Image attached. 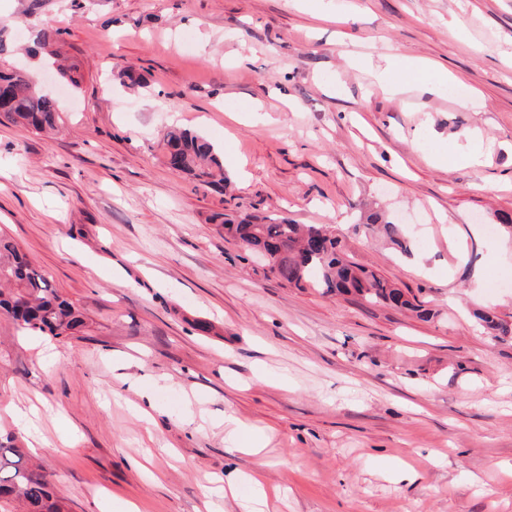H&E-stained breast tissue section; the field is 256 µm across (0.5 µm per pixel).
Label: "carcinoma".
Listing matches in <instances>:
<instances>
[{"instance_id": "cac0c4a2", "label": "carcinoma", "mask_w": 512, "mask_h": 512, "mask_svg": "<svg viewBox=\"0 0 512 512\" xmlns=\"http://www.w3.org/2000/svg\"><path fill=\"white\" fill-rule=\"evenodd\" d=\"M14 24L0 23V123L22 124L36 131L55 126V99L37 91L25 70L11 66L14 48L8 32ZM60 29L42 27L36 42L42 47L56 42ZM166 162L176 171L214 185L223 164L214 146L186 130L173 128L165 136ZM369 224L383 225L386 236L405 246L402 231L378 211H370ZM224 234L252 253L268 251L267 272L296 287L315 282L326 294L356 295L371 303L407 308L421 316L430 314L422 302H412L388 280L339 256L340 241L329 230L313 224H294L288 217L224 215ZM0 314L12 318L19 329L61 338L76 335L85 325L79 306L61 296L47 274L32 265L10 241L0 237ZM476 318L494 339L512 336V324L488 311ZM0 512H69L49 475L25 454L12 434L0 437Z\"/></svg>"}]
</instances>
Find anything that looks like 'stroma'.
I'll list each match as a JSON object with an SVG mask.
<instances>
[{
	"label": "stroma",
	"instance_id": "stroma-1",
	"mask_svg": "<svg viewBox=\"0 0 512 512\" xmlns=\"http://www.w3.org/2000/svg\"><path fill=\"white\" fill-rule=\"evenodd\" d=\"M22 13L56 21L80 83L41 82L50 133L0 124V233L86 325L41 354L0 315V429L70 512H242L259 484L281 512H512V338L471 298L482 283L512 323V0H0ZM388 48L479 101L390 95L353 63ZM174 126L215 146L226 188L168 167ZM224 213L327 227L432 315L267 275ZM229 414L263 453L231 445ZM475 317L488 330L494 339L512 336V324L498 319L488 311L477 312Z\"/></svg>",
	"mask_w": 512,
	"mask_h": 512
}]
</instances>
